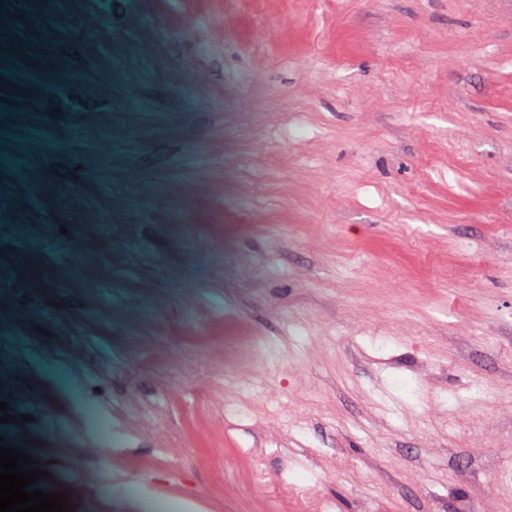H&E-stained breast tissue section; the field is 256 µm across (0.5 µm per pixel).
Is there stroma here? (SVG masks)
I'll list each match as a JSON object with an SVG mask.
<instances>
[{
    "mask_svg": "<svg viewBox=\"0 0 512 512\" xmlns=\"http://www.w3.org/2000/svg\"><path fill=\"white\" fill-rule=\"evenodd\" d=\"M0 79L38 488L512 512V0H0Z\"/></svg>",
    "mask_w": 512,
    "mask_h": 512,
    "instance_id": "obj_1",
    "label": "stroma"
}]
</instances>
